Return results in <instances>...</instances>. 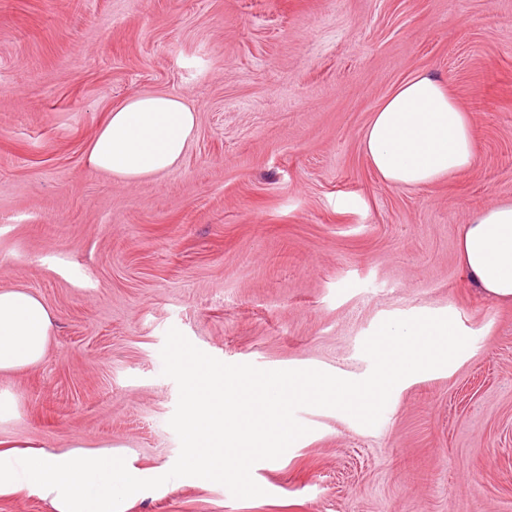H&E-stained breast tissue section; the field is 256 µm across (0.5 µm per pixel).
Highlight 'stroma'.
I'll return each mask as SVG.
<instances>
[{"mask_svg": "<svg viewBox=\"0 0 512 512\" xmlns=\"http://www.w3.org/2000/svg\"><path fill=\"white\" fill-rule=\"evenodd\" d=\"M426 74L473 128L475 163L385 183L361 139ZM198 113L182 163L123 182L86 154L131 92ZM512 202V0H0V288L57 319L44 360L0 374V441L122 448L173 465L170 328L226 363L362 379L389 319L453 316L470 342L393 392L376 426L304 407L257 462L264 496L186 477L125 512H512V303L458 256Z\"/></svg>", "mask_w": 512, "mask_h": 512, "instance_id": "obj_1", "label": "stroma"}]
</instances>
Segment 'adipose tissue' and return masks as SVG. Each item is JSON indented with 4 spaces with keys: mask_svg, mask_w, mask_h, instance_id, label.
Instances as JSON below:
<instances>
[{
    "mask_svg": "<svg viewBox=\"0 0 512 512\" xmlns=\"http://www.w3.org/2000/svg\"><path fill=\"white\" fill-rule=\"evenodd\" d=\"M197 112L171 93H133L112 108L87 153L89 170L124 182L176 168L193 138ZM362 149L389 185L423 186L469 171L474 162L470 121L434 77L402 81L374 110ZM458 248L470 283L485 297L512 302V204L488 207L463 225ZM54 316L23 286L0 289V373L40 364ZM168 471H143L111 446L83 443L47 450L0 449V496L28 491L47 512H125L128 500L165 481Z\"/></svg>",
    "mask_w": 512,
    "mask_h": 512,
    "instance_id": "obj_1",
    "label": "adipose tissue"
}]
</instances>
